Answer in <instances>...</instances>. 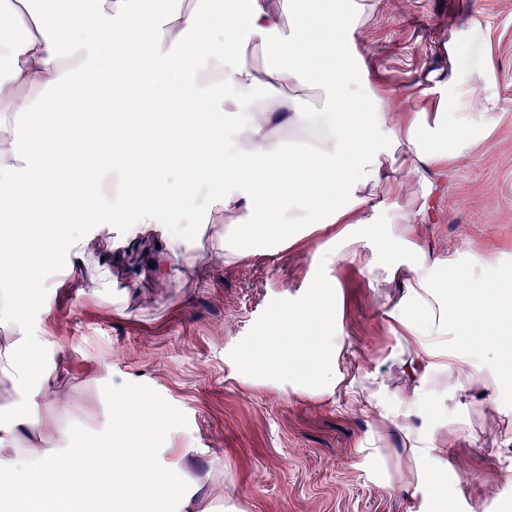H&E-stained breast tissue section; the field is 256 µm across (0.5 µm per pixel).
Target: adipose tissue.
Instances as JSON below:
<instances>
[{
	"label": "adipose tissue",
	"mask_w": 512,
	"mask_h": 512,
	"mask_svg": "<svg viewBox=\"0 0 512 512\" xmlns=\"http://www.w3.org/2000/svg\"><path fill=\"white\" fill-rule=\"evenodd\" d=\"M365 0H0V207L21 215L0 225V314L16 316L22 281L7 269L21 253L67 250V276L93 266L101 285L125 250L153 240L156 277L181 274L202 226L215 230L225 264L279 259L294 242L335 230L322 266L365 264L376 286L398 288L385 315L410 351V397L386 409L383 385L366 379L363 397L380 426H396L411 464L400 491L447 473L437 433L407 425L428 397L461 402L475 385L498 391L512 378V278L475 282L416 244L424 210L396 213L386 228L368 214L398 194L401 172L423 185L467 158L502 111L490 28L474 11L448 35V71L429 73L438 98L420 108L408 87L386 89L360 66L354 34ZM272 60L257 65L254 48ZM401 116H393L395 107ZM307 135L306 165L286 132ZM57 162L48 167L46 155ZM117 199L90 206L106 177ZM124 225L121 251L89 252V229ZM379 237L378 259L364 242ZM470 293L449 302L445 281ZM334 296L279 308L242 365L275 367L281 381L313 396L344 382ZM0 366L16 370L26 394L17 427L0 436V512H86L89 492L102 512H196L203 486L180 459L160 460L135 430L142 402L113 396L108 446L63 448L45 424L51 393L31 383L13 348Z\"/></svg>",
	"instance_id": "1"
}]
</instances>
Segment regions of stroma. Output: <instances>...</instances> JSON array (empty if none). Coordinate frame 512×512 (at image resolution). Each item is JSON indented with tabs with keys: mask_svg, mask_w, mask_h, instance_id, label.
<instances>
[{
	"mask_svg": "<svg viewBox=\"0 0 512 512\" xmlns=\"http://www.w3.org/2000/svg\"><path fill=\"white\" fill-rule=\"evenodd\" d=\"M371 5L355 41L362 64L390 87L436 63L449 24L475 8L488 21L504 101L491 133L430 189L406 176L402 195L387 199L377 219L427 205L420 246L449 262L473 264L479 278L512 274V0ZM328 239L318 231L278 261L258 255L226 265L212 256L205 232L195 266L178 279L154 277L131 252L106 288L90 275L78 286L62 281L65 253L31 254L15 263L14 277L37 275L56 287L27 292L19 317H0V345L17 344L33 379L57 392L58 402L45 404L44 414H66L67 443L88 451L112 434L114 393L142 391V428L154 421L153 401H162L169 417L152 447L168 456L193 442L198 452L188 468L216 503L229 495L244 512H430L432 487L409 498L388 485L389 474L407 466L396 429L385 430L381 454L359 451L376 430L362 399L344 390L313 399L274 376L250 382L241 372L243 352L258 344L274 311L299 304L321 284L337 291L347 378L360 385L372 373L388 395L409 396L380 289L360 264L345 260L324 269L318 249ZM484 400L479 386L468 405L447 412L432 400L424 417L410 420L441 434L448 512H502L512 504V386L495 405Z\"/></svg>",
	"mask_w": 512,
	"mask_h": 512,
	"instance_id": "stroma-1",
	"label": "stroma"
}]
</instances>
